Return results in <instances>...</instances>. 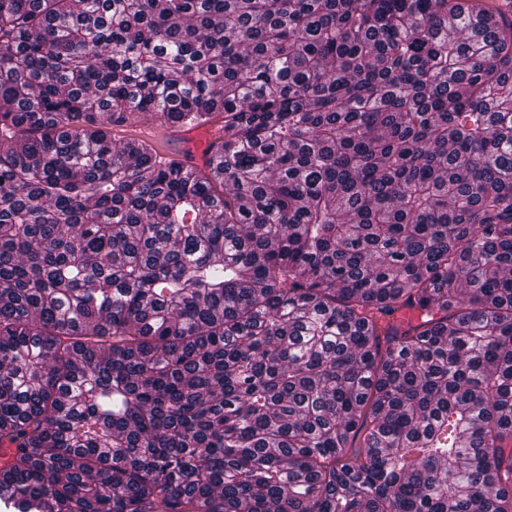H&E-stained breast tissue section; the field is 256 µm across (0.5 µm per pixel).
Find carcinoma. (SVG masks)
<instances>
[{"instance_id": "obj_1", "label": "carcinoma", "mask_w": 512, "mask_h": 512, "mask_svg": "<svg viewBox=\"0 0 512 512\" xmlns=\"http://www.w3.org/2000/svg\"><path fill=\"white\" fill-rule=\"evenodd\" d=\"M0 142V501L512 512V0H0ZM157 122L151 116L141 117L139 123L127 126L123 125L120 127H114L112 130V135L115 137V142L119 143V140L132 138V137H141V131L145 126L155 125ZM145 134L143 136L146 139L152 140L157 138L158 136L162 138L165 142L166 148L167 144L172 139H182L187 145V150L190 152V156L186 157L183 154L175 155V152H172L167 148V151L175 155L176 158H179L183 162L191 165H200L204 162V160L212 153L213 150H209V147L216 142H220L222 137L224 138V131L216 129L215 127H209L206 129L200 130H186L185 128L177 129L172 127H158V126H150L146 127ZM195 140H201L202 148L200 151H197L194 147Z\"/></svg>"}]
</instances>
